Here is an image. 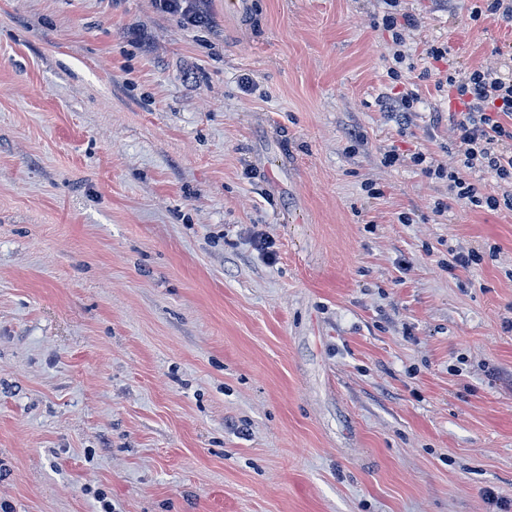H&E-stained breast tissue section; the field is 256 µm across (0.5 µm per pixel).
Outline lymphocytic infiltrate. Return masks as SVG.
<instances>
[{
    "instance_id": "obj_1",
    "label": "lymphocytic infiltrate",
    "mask_w": 512,
    "mask_h": 512,
    "mask_svg": "<svg viewBox=\"0 0 512 512\" xmlns=\"http://www.w3.org/2000/svg\"><path fill=\"white\" fill-rule=\"evenodd\" d=\"M421 56L430 67L444 63L435 88L456 96L465 110L452 127L459 168H445L422 152L413 153V163L426 176L447 180L449 195L471 206L512 207V193L501 198L482 195L463 176L467 170L488 169L500 180H512V64L462 72L448 66V45L438 41L424 43Z\"/></svg>"
}]
</instances>
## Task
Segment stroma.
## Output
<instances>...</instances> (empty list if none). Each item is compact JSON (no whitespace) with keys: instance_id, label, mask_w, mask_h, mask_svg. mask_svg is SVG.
<instances>
[{"instance_id":"35a3bbf8","label":"stroma","mask_w":512,"mask_h":512,"mask_svg":"<svg viewBox=\"0 0 512 512\" xmlns=\"http://www.w3.org/2000/svg\"><path fill=\"white\" fill-rule=\"evenodd\" d=\"M228 2L0 0V512L512 504V208L410 158L512 21L399 0L394 79L383 0ZM205 0H156V6L163 12L180 16L185 27H199L206 22L202 9ZM382 21L387 28L388 31H393L392 39H393V47H391L390 52H392V59L396 63H402L406 59L405 52L400 49L404 47L402 35L400 32L395 29L402 28H414L418 26V20L412 14L409 13H397L387 11L386 14L383 15ZM416 99L412 93H404L400 97L382 96L378 105L382 112L394 116L397 123L404 127L410 122Z\"/></svg>"}]
</instances>
